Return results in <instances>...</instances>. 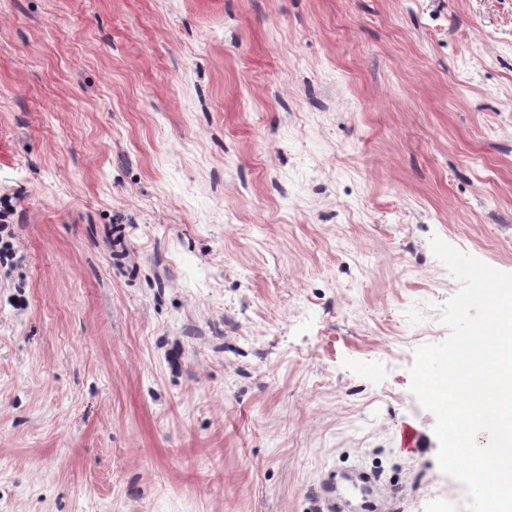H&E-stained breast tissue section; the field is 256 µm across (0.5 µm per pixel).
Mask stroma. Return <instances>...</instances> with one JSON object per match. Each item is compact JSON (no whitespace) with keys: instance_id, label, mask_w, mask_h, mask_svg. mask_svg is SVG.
<instances>
[{"instance_id":"stroma-1","label":"stroma","mask_w":512,"mask_h":512,"mask_svg":"<svg viewBox=\"0 0 512 512\" xmlns=\"http://www.w3.org/2000/svg\"><path fill=\"white\" fill-rule=\"evenodd\" d=\"M6 201L0 512H465L410 367L432 237L512 273V0H0Z\"/></svg>"}]
</instances>
